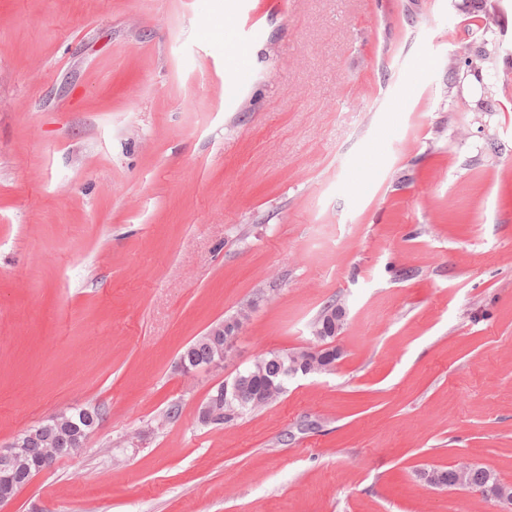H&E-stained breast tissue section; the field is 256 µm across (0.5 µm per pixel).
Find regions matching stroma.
Wrapping results in <instances>:
<instances>
[{
    "label": "stroma",
    "instance_id": "1",
    "mask_svg": "<svg viewBox=\"0 0 512 512\" xmlns=\"http://www.w3.org/2000/svg\"><path fill=\"white\" fill-rule=\"evenodd\" d=\"M332 301L333 371L200 422ZM82 406L8 512H512L419 477L512 488V0H0V444ZM246 311H240L237 317L232 321L222 323L220 326L213 328L208 336H224V353L225 357L229 351L232 350L234 344L241 335L245 323L248 320ZM423 479L429 484L451 488L478 489L487 497L512 501V489L500 483L497 474L488 468L459 462L448 469H431L423 472Z\"/></svg>",
    "mask_w": 512,
    "mask_h": 512
}]
</instances>
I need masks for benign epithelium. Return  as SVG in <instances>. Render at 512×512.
Listing matches in <instances>:
<instances>
[{
	"label": "benign epithelium",
	"instance_id": "obj_1",
	"mask_svg": "<svg viewBox=\"0 0 512 512\" xmlns=\"http://www.w3.org/2000/svg\"><path fill=\"white\" fill-rule=\"evenodd\" d=\"M247 320V312L241 311L233 320L213 328L209 335L224 337V352L227 353L234 347ZM225 393L223 384L213 385L199 406V417L207 423L221 419ZM83 442L84 433L67 421L59 425L49 446L46 445L43 428L34 426L24 430L11 443L0 445V487L20 491L58 458L77 452Z\"/></svg>",
	"mask_w": 512,
	"mask_h": 512
}]
</instances>
